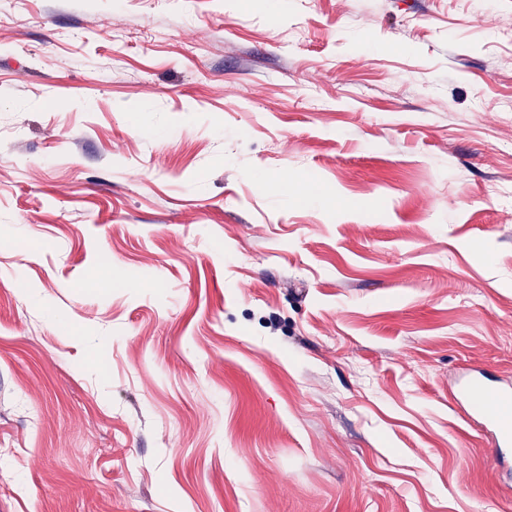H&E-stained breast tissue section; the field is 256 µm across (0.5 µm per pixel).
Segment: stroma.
I'll return each mask as SVG.
<instances>
[{"mask_svg":"<svg viewBox=\"0 0 512 512\" xmlns=\"http://www.w3.org/2000/svg\"><path fill=\"white\" fill-rule=\"evenodd\" d=\"M505 30L0 0V512H512ZM462 392L472 414L492 435L494 447L500 451L511 448L512 387L491 384L476 376Z\"/></svg>","mask_w":512,"mask_h":512,"instance_id":"1","label":"stroma"}]
</instances>
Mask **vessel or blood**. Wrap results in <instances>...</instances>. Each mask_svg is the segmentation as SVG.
I'll return each mask as SVG.
<instances>
[{"instance_id": "b4317fda", "label": "vessel or blood", "mask_w": 512, "mask_h": 512, "mask_svg": "<svg viewBox=\"0 0 512 512\" xmlns=\"http://www.w3.org/2000/svg\"><path fill=\"white\" fill-rule=\"evenodd\" d=\"M472 414L492 435L499 449L512 447V387L473 378L463 389Z\"/></svg>"}]
</instances>
